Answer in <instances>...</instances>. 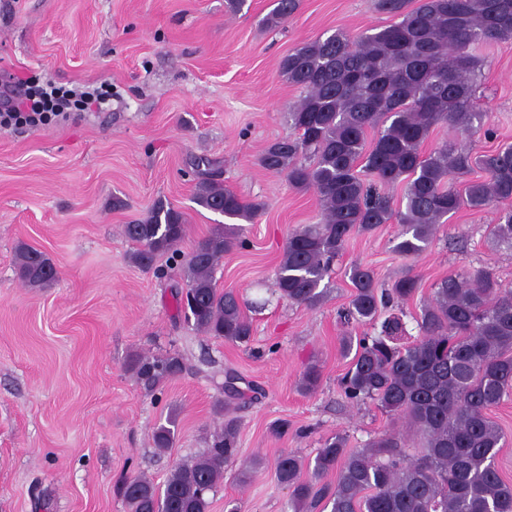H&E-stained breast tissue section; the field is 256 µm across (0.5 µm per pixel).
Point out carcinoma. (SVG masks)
<instances>
[{
    "label": "carcinoma",
    "instance_id": "1",
    "mask_svg": "<svg viewBox=\"0 0 512 512\" xmlns=\"http://www.w3.org/2000/svg\"><path fill=\"white\" fill-rule=\"evenodd\" d=\"M411 3L376 0V10L397 22L359 36L340 29L300 45L281 62V74L305 95L288 112L296 135L270 143L260 165L286 174L297 189L314 190L323 211L322 223L294 230L283 250L275 287L293 304H321L323 281L354 234L395 222L403 230L394 252L417 256L437 226L462 207L512 200V147L479 156L446 143L425 148L439 124L468 137L490 133L474 90L480 60L470 48L512 39V0ZM298 6L299 0H275L265 24L278 26ZM192 165L201 175L198 205L228 219L250 220L262 210L224 186L215 161L196 157ZM475 167L486 173L484 180L468 182L462 192L448 186L451 177ZM400 184L405 206L395 210L387 190ZM186 230L183 213L157 200L144 219L124 226L125 237L137 245L133 264L150 270L169 256L182 280L176 299L185 305V318L208 336L249 343L252 322L238 294L219 288L215 278L224 253L244 245L242 226L218 224L183 255ZM492 235L512 247L511 208L500 212ZM16 267L31 288L56 275L52 260L28 245L18 247ZM348 278L347 322L372 323L380 309L419 288V278L410 274L384 288L358 264ZM418 326L421 335L402 345L398 318L384 320L375 336L344 337L343 351L352 359L341 385L347 399L370 401L406 420L423 440V454L408 457L388 433L355 450L340 435L327 439L310 470L283 452L276 476L290 492L293 512L320 506L330 512H512V486L496 466L503 434L488 416L512 392V289L487 268L450 276L422 306ZM128 367L152 393L178 376L184 363L177 353H138ZM177 422L173 409L154 431L155 447L173 446ZM238 437L237 420L227 418L208 448L176 465L163 486L144 476L126 479L121 492L129 512H208V494L234 462ZM335 470L336 484L321 482Z\"/></svg>",
    "mask_w": 512,
    "mask_h": 512
}]
</instances>
